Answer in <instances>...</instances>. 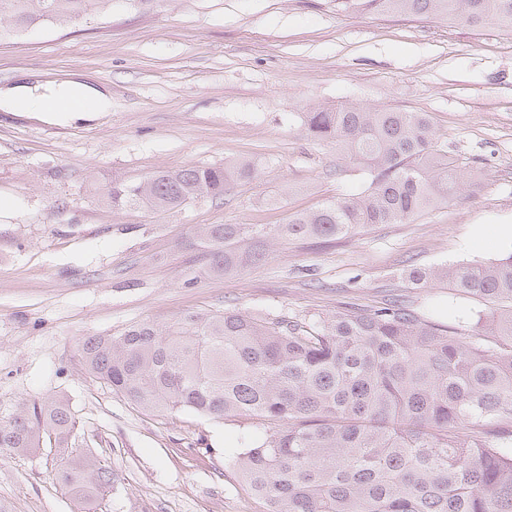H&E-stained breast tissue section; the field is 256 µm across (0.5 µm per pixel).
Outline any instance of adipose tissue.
<instances>
[{"mask_svg":"<svg viewBox=\"0 0 512 512\" xmlns=\"http://www.w3.org/2000/svg\"><path fill=\"white\" fill-rule=\"evenodd\" d=\"M111 109L110 97L78 82H63L41 91L28 85L0 88V110L7 112H39L54 120L71 121Z\"/></svg>","mask_w":512,"mask_h":512,"instance_id":"adipose-tissue-1","label":"adipose tissue"}]
</instances>
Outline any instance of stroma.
I'll list each match as a JSON object with an SVG mask.
<instances>
[{"instance_id":"35a3bbf8","label":"stroma","mask_w":512,"mask_h":512,"mask_svg":"<svg viewBox=\"0 0 512 512\" xmlns=\"http://www.w3.org/2000/svg\"><path fill=\"white\" fill-rule=\"evenodd\" d=\"M76 79L112 109L72 122L0 111V414L67 396L74 447L112 472L97 512H267L236 466L263 427L190 409L147 412L90 375L93 335L174 323L188 313L288 317L373 309L396 298L474 328L479 302L410 269L485 262L512 225V33L425 16L344 12L336 0H112L101 16L0 40V86ZM423 112L464 172L447 205L336 242L269 240L239 276H204L199 224L287 223L360 192L336 146L311 138L314 107ZM254 162L219 198L156 213L115 208L112 180L162 169ZM53 454H0L7 512H77L52 478Z\"/></svg>"}]
</instances>
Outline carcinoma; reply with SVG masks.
I'll return each instance as SVG.
<instances>
[{
	"instance_id": "obj_1",
	"label": "carcinoma",
	"mask_w": 512,
	"mask_h": 512,
	"mask_svg": "<svg viewBox=\"0 0 512 512\" xmlns=\"http://www.w3.org/2000/svg\"><path fill=\"white\" fill-rule=\"evenodd\" d=\"M112 0H0V38L31 25L70 24L105 14ZM366 13L426 14L473 27L512 30V0H343ZM308 134L330 139L368 174L360 193L275 230L278 237L332 242L373 224H399L448 203L461 168L437 147L424 112L355 104L303 115ZM247 159L159 170L114 180L112 206L156 213L248 180ZM203 273L224 278L264 260L259 225L205 224L194 232ZM456 291L496 305L476 313L477 336L397 301L332 316L188 314L159 327L143 322L120 336L79 345L86 370L148 410L192 409L220 421L250 415L263 435L236 459L268 512H512V255L445 268ZM68 399L23 401L0 417V453L55 450L53 479L78 512L112 483L90 450L72 449Z\"/></svg>"
}]
</instances>
